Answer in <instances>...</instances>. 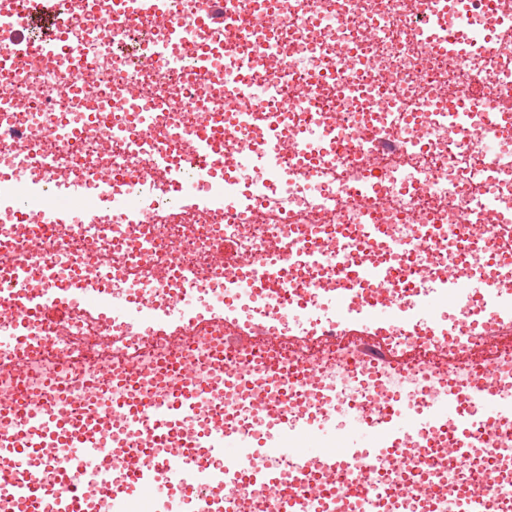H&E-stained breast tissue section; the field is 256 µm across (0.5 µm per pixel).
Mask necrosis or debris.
Instances as JSON below:
<instances>
[{
	"mask_svg": "<svg viewBox=\"0 0 512 512\" xmlns=\"http://www.w3.org/2000/svg\"><path fill=\"white\" fill-rule=\"evenodd\" d=\"M35 42L0 6V102L23 103L0 118V202L52 183L57 206L88 221L28 233L0 220V289L67 304L36 318L20 354L0 351V411L54 388L65 417L101 396L162 405L174 364L223 372L212 416L246 441L277 435L284 417L296 441L308 415L340 432L352 417L375 424L393 398L416 413L486 382L512 399V338L499 335L512 259H490L512 241V0H93L67 14L55 54L18 63ZM190 42L216 55L205 73L190 69ZM202 121L224 135L204 161L184 150ZM243 146L259 164L242 166ZM102 173L116 198L150 181L148 205L110 212ZM186 178L200 202L183 209L168 191ZM356 263L392 272L353 294L408 309L384 335L400 362L368 360L336 313L330 290ZM185 290L192 313L167 329ZM112 301L127 315L103 317ZM233 321L250 341L232 339ZM473 438L461 456L418 434L302 495L353 512H467L452 486L512 503V423Z\"/></svg>",
	"mask_w": 512,
	"mask_h": 512,
	"instance_id": "necrosis-or-debris-1",
	"label": "necrosis or debris"
}]
</instances>
